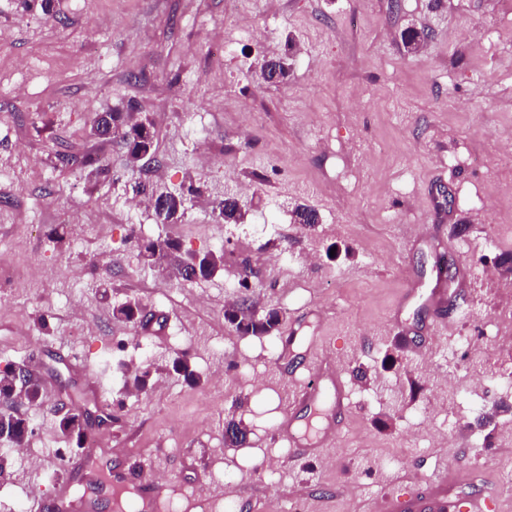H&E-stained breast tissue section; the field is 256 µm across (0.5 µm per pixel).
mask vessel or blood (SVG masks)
Segmentation results:
<instances>
[{
    "mask_svg": "<svg viewBox=\"0 0 512 512\" xmlns=\"http://www.w3.org/2000/svg\"><path fill=\"white\" fill-rule=\"evenodd\" d=\"M345 384L335 367L334 360L317 356L307 384L294 395L295 403L321 410L323 421L315 436L297 435L292 422H284L279 434L287 436L294 456L305 459L311 456H325L328 449L336 444L339 419L346 406ZM114 484L136 483L141 491L139 508L141 512H156L163 495L164 486L151 473L139 471L132 476L117 475ZM459 502L448 497V474L439 472L424 485L414 487L396 496H383L376 500L374 512H459Z\"/></svg>",
    "mask_w": 512,
    "mask_h": 512,
    "instance_id": "b4317fda",
    "label": "vessel or blood"
}]
</instances>
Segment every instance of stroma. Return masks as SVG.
<instances>
[{
  "mask_svg": "<svg viewBox=\"0 0 512 512\" xmlns=\"http://www.w3.org/2000/svg\"><path fill=\"white\" fill-rule=\"evenodd\" d=\"M411 25L429 34L417 53ZM288 48L287 84L265 83L261 63ZM112 109L153 121L148 166L91 135ZM510 143L512 0H57L51 17L0 0V371L27 365L44 389L20 410L23 451L0 446V512H65L132 469L166 484L158 512L229 497L238 512H371L442 470L512 512ZM142 185L200 192L163 224L132 207ZM227 194L239 223L212 215ZM299 204L319 223L295 224ZM150 239L223 248L224 266L174 283L141 266ZM408 277L444 289L439 307L401 302ZM244 295L281 312L275 334L227 324ZM133 301L151 325L114 319ZM440 320L447 334L429 335ZM398 337L410 347L383 368ZM318 349L349 418L329 461L293 462L276 428L304 415L292 397ZM182 355L198 382L171 372ZM64 402L114 415L96 449L59 437ZM228 417L246 444L225 445Z\"/></svg>",
  "mask_w": 512,
  "mask_h": 512,
  "instance_id": "stroma-1",
  "label": "stroma"
}]
</instances>
